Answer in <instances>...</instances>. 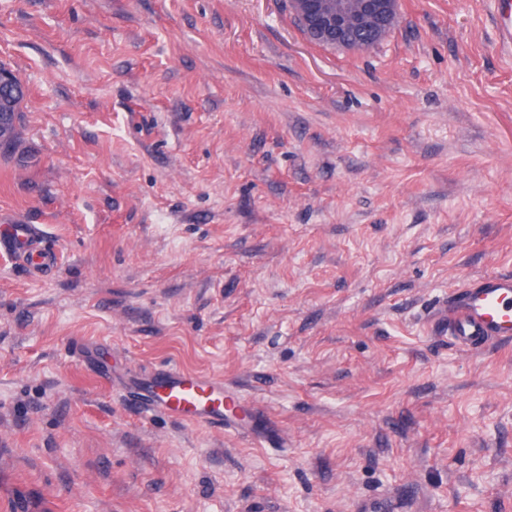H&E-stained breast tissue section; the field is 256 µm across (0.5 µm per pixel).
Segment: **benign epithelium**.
I'll return each mask as SVG.
<instances>
[{"instance_id": "benign-epithelium-1", "label": "benign epithelium", "mask_w": 512, "mask_h": 512, "mask_svg": "<svg viewBox=\"0 0 512 512\" xmlns=\"http://www.w3.org/2000/svg\"><path fill=\"white\" fill-rule=\"evenodd\" d=\"M399 0H288L307 39L321 47L361 51L357 35L385 37L398 19Z\"/></svg>"}]
</instances>
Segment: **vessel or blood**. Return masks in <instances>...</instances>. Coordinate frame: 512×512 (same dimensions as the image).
Segmentation results:
<instances>
[{
    "label": "vessel or blood",
    "mask_w": 512,
    "mask_h": 512,
    "mask_svg": "<svg viewBox=\"0 0 512 512\" xmlns=\"http://www.w3.org/2000/svg\"><path fill=\"white\" fill-rule=\"evenodd\" d=\"M497 29L512 50V0H494ZM37 230L28 224L0 228V249H26ZM449 339L467 350L512 344V272L474 278L448 293L440 314ZM136 400L146 411L219 431L240 429L242 408L223 380L176 369L133 380Z\"/></svg>",
    "instance_id": "vessel-or-blood-1"
}]
</instances>
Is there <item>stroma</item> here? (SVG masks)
I'll use <instances>...</instances> for the list:
<instances>
[{
  "mask_svg": "<svg viewBox=\"0 0 512 512\" xmlns=\"http://www.w3.org/2000/svg\"><path fill=\"white\" fill-rule=\"evenodd\" d=\"M0 512H512V349L440 334L512 271V52L491 0H400L374 48L283 0H0ZM224 380L243 434L130 410ZM24 95H20L14 98V101L9 106V112H1L0 113V146L3 149L6 145V139L1 137V133H4L6 126L9 125L11 121L12 112L15 117V122L11 123L9 128V137H10V148L15 147L16 142L18 140L19 128L21 127V123L23 120V102ZM38 232L31 224H12L4 226L0 234V249L15 253L26 250L28 241L34 239Z\"/></svg>",
  "mask_w": 512,
  "mask_h": 512,
  "instance_id": "obj_1",
  "label": "stroma"
}]
</instances>
